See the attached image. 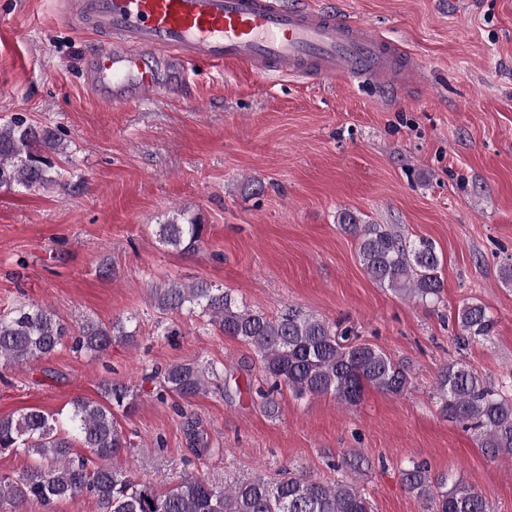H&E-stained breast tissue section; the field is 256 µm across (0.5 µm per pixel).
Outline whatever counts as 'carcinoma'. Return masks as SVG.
Instances as JSON below:
<instances>
[{"label":"carcinoma","instance_id":"obj_1","mask_svg":"<svg viewBox=\"0 0 512 512\" xmlns=\"http://www.w3.org/2000/svg\"><path fill=\"white\" fill-rule=\"evenodd\" d=\"M65 155L67 146L47 126L16 114L0 124V188L29 191L54 184L65 190L64 173H51L49 154ZM337 224L358 241L359 261L377 284L422 303L441 301V258L424 238L412 241L393 226L367 224L342 211ZM205 225L183 210L156 225L159 241L193 253L204 239ZM150 300L161 314L207 319L226 336L255 348L259 369L271 382L268 390H248L261 399L263 411L278 412L274 392L285 386L303 396L331 394L347 405L359 403L367 387L404 395L410 375L383 350L369 343H341L325 320L289 306L274 317L239 302L229 288L206 281H175L150 288ZM457 344L485 341L495 322L486 307L468 302L456 313ZM136 329L118 319L107 325L90 317L70 327L54 311L37 303L0 312V374L51 355L65 341L94 358L114 344H128ZM232 375L214 365L185 361L157 368L144 380L154 383L162 402L185 403L210 388L228 392ZM105 402L76 397L63 419L32 407L18 416H0V453L32 455L38 462L12 475H0V512H22L26 503L49 509L57 501L89 494L100 512H373L370 498L343 478L326 483L284 472L278 478L256 475L218 485L184 476L166 489L112 465L131 448L116 412L135 408L139 389L110 380L101 384ZM436 406L446 419L473 431L478 447L491 458L512 459V395L494 387L461 359L444 364L435 383ZM186 445L197 459L216 449L204 437L199 419L181 411ZM79 441L90 456L77 455ZM405 488L426 504L427 512H492L489 501L462 480L433 476L427 463L412 460L400 471Z\"/></svg>","mask_w":512,"mask_h":512}]
</instances>
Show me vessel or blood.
<instances>
[{"instance_id":"1","label":"vessel or blood","mask_w":512,"mask_h":512,"mask_svg":"<svg viewBox=\"0 0 512 512\" xmlns=\"http://www.w3.org/2000/svg\"><path fill=\"white\" fill-rule=\"evenodd\" d=\"M84 30L107 35L84 80L112 105L169 97L201 65L395 86L411 66L367 26L304 0H70Z\"/></svg>"}]
</instances>
